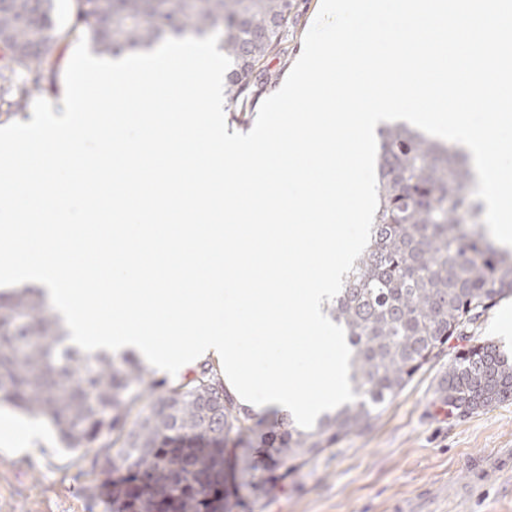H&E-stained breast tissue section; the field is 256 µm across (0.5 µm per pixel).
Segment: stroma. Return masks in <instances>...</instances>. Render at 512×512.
<instances>
[{
  "label": "stroma",
  "mask_w": 512,
  "mask_h": 512,
  "mask_svg": "<svg viewBox=\"0 0 512 512\" xmlns=\"http://www.w3.org/2000/svg\"><path fill=\"white\" fill-rule=\"evenodd\" d=\"M320 0H295L286 50L268 57L269 79L224 108L228 131L249 132L263 100L296 57ZM447 357L432 361L386 403L371 428L290 477L266 512H512V400L466 418L437 400ZM0 512H106L92 495L99 468L65 447L47 419L0 403Z\"/></svg>",
  "instance_id": "stroma-1"
}]
</instances>
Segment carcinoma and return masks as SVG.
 Masks as SVG:
<instances>
[{
    "label": "carcinoma",
    "mask_w": 512,
    "mask_h": 512,
    "mask_svg": "<svg viewBox=\"0 0 512 512\" xmlns=\"http://www.w3.org/2000/svg\"><path fill=\"white\" fill-rule=\"evenodd\" d=\"M74 23L53 19L54 0H0V101L15 115L56 89L58 47L90 38L105 55L145 52L167 38L223 27L219 50L232 60L224 86L245 98L264 60L282 43L293 0H70ZM378 208L368 246L343 276L328 309L345 330L356 399L311 429L291 417L267 435L268 469L244 459L227 472V445L256 427L212 366L177 382L155 379L130 355L81 353L63 344L60 319L37 288L0 295V402L49 417L66 447L100 455L112 512H224L228 477L251 507L344 437L372 425L448 343L457 346L437 390L448 414L464 418L512 399V358L474 335L475 325L512 294V254L480 221L467 158L402 123L379 131Z\"/></svg>",
    "instance_id": "obj_1"
}]
</instances>
